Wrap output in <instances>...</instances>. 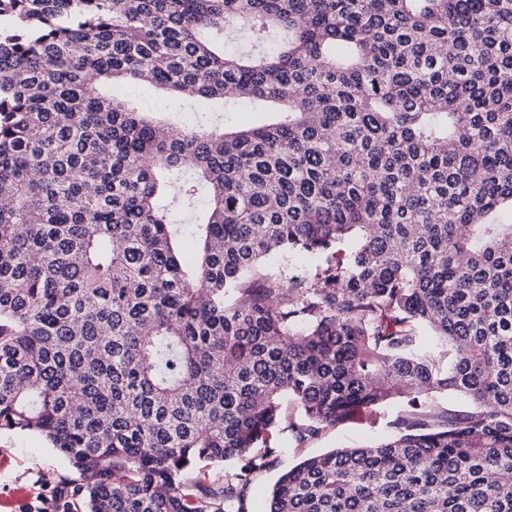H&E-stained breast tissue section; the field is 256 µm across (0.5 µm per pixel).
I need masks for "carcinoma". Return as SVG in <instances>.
Returning <instances> with one entry per match:
<instances>
[{
  "label": "carcinoma",
  "instance_id": "1",
  "mask_svg": "<svg viewBox=\"0 0 512 512\" xmlns=\"http://www.w3.org/2000/svg\"><path fill=\"white\" fill-rule=\"evenodd\" d=\"M115 2L0 0V432L62 512H245L274 432L396 398L268 512H512V0ZM306 270V266L301 260L282 255L276 257L271 262V271L278 277L300 276ZM0 492L16 486L33 489L49 498L54 497L50 473H64L68 461L53 452L36 437L0 433Z\"/></svg>",
  "mask_w": 512,
  "mask_h": 512
}]
</instances>
